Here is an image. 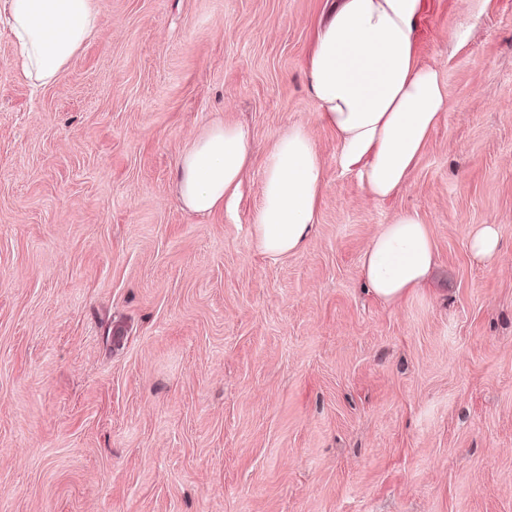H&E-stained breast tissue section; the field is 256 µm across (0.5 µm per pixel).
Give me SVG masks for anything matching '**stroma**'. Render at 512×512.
<instances>
[{
	"label": "stroma",
	"mask_w": 512,
	"mask_h": 512,
	"mask_svg": "<svg viewBox=\"0 0 512 512\" xmlns=\"http://www.w3.org/2000/svg\"><path fill=\"white\" fill-rule=\"evenodd\" d=\"M95 3L50 86L0 21V512H512V0H433L447 108L382 201L307 88L333 0ZM216 119L253 163L234 211L193 214L177 163ZM293 125L325 188L272 257L251 218ZM404 211L436 264L385 304L361 259ZM498 250V235L495 225L482 224L470 237V251L479 260L493 259Z\"/></svg>",
	"instance_id": "stroma-1"
}]
</instances>
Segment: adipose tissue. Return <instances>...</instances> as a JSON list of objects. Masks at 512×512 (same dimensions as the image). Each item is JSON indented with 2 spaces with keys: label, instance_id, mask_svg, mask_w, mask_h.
<instances>
[{
  "label": "adipose tissue",
  "instance_id": "1",
  "mask_svg": "<svg viewBox=\"0 0 512 512\" xmlns=\"http://www.w3.org/2000/svg\"><path fill=\"white\" fill-rule=\"evenodd\" d=\"M430 0H338L306 62L321 124L336 133L337 158L375 199L395 196L446 108L437 71L418 55ZM24 78L47 85L95 31L94 0H0ZM252 149L241 126L217 121L181 153L175 193L209 215L232 210ZM324 188L323 167L305 128L293 126L266 157L261 204L252 222L271 256L305 246ZM435 263L431 233L417 213L383 225L362 259L377 300L395 304L425 286Z\"/></svg>",
  "mask_w": 512,
  "mask_h": 512
}]
</instances>
